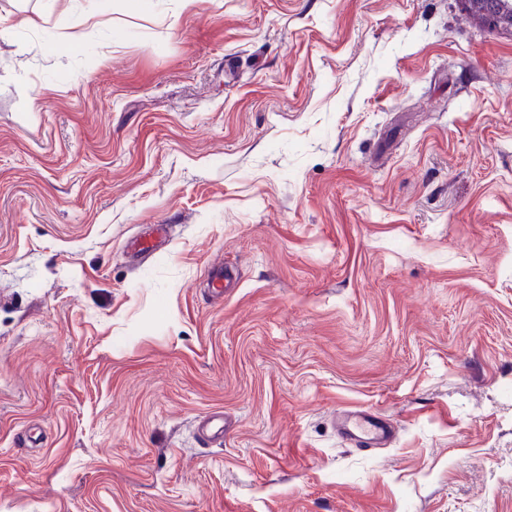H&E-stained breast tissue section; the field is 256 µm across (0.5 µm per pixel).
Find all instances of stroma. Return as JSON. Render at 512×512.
<instances>
[{
    "label": "stroma",
    "instance_id": "35a3bbf8",
    "mask_svg": "<svg viewBox=\"0 0 512 512\" xmlns=\"http://www.w3.org/2000/svg\"><path fill=\"white\" fill-rule=\"evenodd\" d=\"M0 512H512V34L0 0ZM375 418V419H373ZM343 440L356 446H386L392 438L390 424L363 409L349 410L339 424Z\"/></svg>",
    "mask_w": 512,
    "mask_h": 512
}]
</instances>
